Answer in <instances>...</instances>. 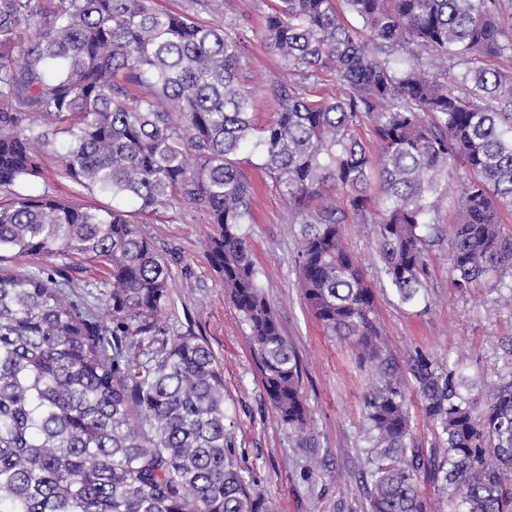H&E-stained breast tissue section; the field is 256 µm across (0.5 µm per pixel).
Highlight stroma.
Listing matches in <instances>:
<instances>
[{
  "instance_id": "1",
  "label": "stroma",
  "mask_w": 512,
  "mask_h": 512,
  "mask_svg": "<svg viewBox=\"0 0 512 512\" xmlns=\"http://www.w3.org/2000/svg\"><path fill=\"white\" fill-rule=\"evenodd\" d=\"M233 8L247 38L241 74L255 93L256 119L263 124L277 110L270 86L288 82V70L260 38L268 0H233ZM242 159L255 186V221L246 231L263 292L302 360L313 447H299L265 395L238 314L208 258L207 218L198 207L173 205L144 227L159 248L176 257L173 305L163 326L170 333L190 331L204 339L221 364L235 459L254 478L269 512H367L360 452L367 375L348 343L327 335L304 304L294 268L299 227L290 223L276 183L255 167L250 154ZM37 182L65 199L93 205L104 201L66 178L53 158L45 159ZM342 230L368 269L388 345L403 370H410L421 353L459 367L478 384L512 371V354L504 346L512 338L507 289L480 284L458 292L448 277V249L441 245L429 254L424 300L401 304L379 271L371 225L349 220Z\"/></svg>"
}]
</instances>
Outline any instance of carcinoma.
<instances>
[{"label":"carcinoma","instance_id":"obj_1","mask_svg":"<svg viewBox=\"0 0 512 512\" xmlns=\"http://www.w3.org/2000/svg\"><path fill=\"white\" fill-rule=\"evenodd\" d=\"M230 4L0 0V512H267L233 460L214 353L190 333L163 337L170 258L138 220L184 203L217 226L206 240L213 270L267 399L307 447L301 361L245 232L254 214L244 150L301 226L294 265L305 303L368 373L370 512H422L421 470L441 512H512V373L476 393L461 372L418 354L413 377L437 447L426 459L409 447L406 378L342 234L346 213L366 223L376 208L373 246L403 304L419 299L427 255L444 241L457 291L485 281L512 292L502 281L512 234L499 219L512 210V70L480 65L512 57L505 0H274L265 44L290 74H334L344 93L277 82L279 110L265 124L239 78L246 44ZM220 10L221 25L197 21ZM448 68L458 69L451 84ZM366 122L376 159L359 134ZM49 155L111 204L36 189ZM458 158L471 176L446 235L432 198ZM21 257L46 265H15ZM84 263L105 276L75 278Z\"/></svg>","mask_w":512,"mask_h":512}]
</instances>
